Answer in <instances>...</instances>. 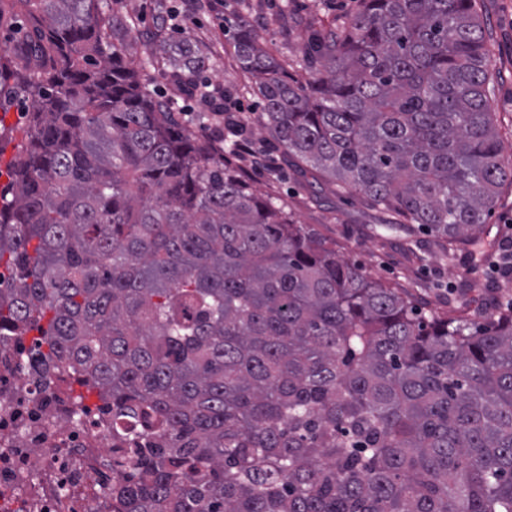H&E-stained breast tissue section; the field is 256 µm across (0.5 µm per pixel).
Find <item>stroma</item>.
I'll list each match as a JSON object with an SVG mask.
<instances>
[{"label":"stroma","instance_id":"1","mask_svg":"<svg viewBox=\"0 0 512 512\" xmlns=\"http://www.w3.org/2000/svg\"><path fill=\"white\" fill-rule=\"evenodd\" d=\"M223 2L217 10L189 11L183 35L210 56L204 79L230 92L236 115L247 126L249 144L263 158L259 167L252 166L249 158H233L246 170L253 192L287 203L297 223L335 243L339 255L423 312L445 316L459 310L473 322H484L495 297L512 295V279L488 276L485 266L472 262L468 247L447 258L420 228L407 234L386 231L389 214L367 206L361 194L340 189L285 155L264 128L263 105L251 88L250 75L237 63L235 37L246 29L259 34L265 51L287 62L290 74L300 73L302 46L309 33L348 17L355 9L354 0H255L250 9L242 0ZM478 7L493 33L490 106L497 117L502 153L512 158V0H479ZM118 8L139 19L134 52L152 47L158 33L156 0H120ZM29 108V102H20L0 124V192L9 184L7 165L25 140Z\"/></svg>","mask_w":512,"mask_h":512}]
</instances>
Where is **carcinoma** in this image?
<instances>
[{"mask_svg": "<svg viewBox=\"0 0 512 512\" xmlns=\"http://www.w3.org/2000/svg\"><path fill=\"white\" fill-rule=\"evenodd\" d=\"M118 0H0V93L32 102L0 202V346L38 330L44 380L112 411L117 512H512V310L428 317L255 195L141 81ZM288 74L235 51L285 154L438 244L512 185L477 0H357ZM162 28L182 13L157 5ZM48 321L43 327L42 321Z\"/></svg>", "mask_w": 512, "mask_h": 512, "instance_id": "obj_1", "label": "carcinoma"}]
</instances>
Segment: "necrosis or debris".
Listing matches in <instances>:
<instances>
[{
  "mask_svg": "<svg viewBox=\"0 0 512 512\" xmlns=\"http://www.w3.org/2000/svg\"><path fill=\"white\" fill-rule=\"evenodd\" d=\"M32 346L0 351V512H112V414L21 369Z\"/></svg>",
  "mask_w": 512,
  "mask_h": 512,
  "instance_id": "4bbe7bcc",
  "label": "necrosis or debris"
}]
</instances>
